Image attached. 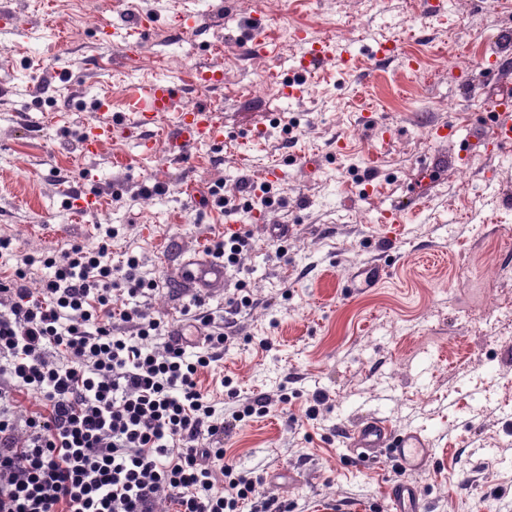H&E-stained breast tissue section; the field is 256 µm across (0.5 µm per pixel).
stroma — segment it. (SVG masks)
Segmentation results:
<instances>
[{
	"instance_id": "1",
	"label": "stroma",
	"mask_w": 512,
	"mask_h": 512,
	"mask_svg": "<svg viewBox=\"0 0 512 512\" xmlns=\"http://www.w3.org/2000/svg\"><path fill=\"white\" fill-rule=\"evenodd\" d=\"M241 2L0 0V240L10 243L0 277L31 255L27 285L38 288L42 256L109 224L119 231L113 264L137 257L158 283L145 314L171 329L192 334L194 312L223 316L243 287L249 304L200 384L226 417L257 395L272 399L222 442L238 471L260 479L252 510L273 500L288 512H390L387 486L404 479L424 512H512V321L494 308L512 301V152L468 150L463 118L512 94V12L499 0H261L260 28ZM187 10L196 23L184 28ZM136 16L152 28L131 26ZM349 21L361 25L355 34ZM285 26L351 44L354 66L327 62L302 98H284L280 84L300 78L296 44L271 42ZM75 27L89 44L70 41ZM386 40L397 56L373 57ZM137 41L164 65L122 52ZM453 51L470 53L471 66L444 64ZM408 55L418 71L402 67ZM201 65L224 74L193 97L220 108L223 143L181 160L160 141L144 153L126 124L134 87L186 88ZM266 82L273 90L250 95ZM104 105L112 138L82 153ZM443 125L453 134L436 136ZM271 167L281 175L268 182ZM216 184L244 200L267 185L275 202L222 209L208 194ZM89 193L102 207L78 212ZM395 207L391 239L380 219ZM228 219L254 246L223 290L195 299L182 264ZM270 224L287 225V255ZM374 261L386 268L380 287H345ZM373 415L396 432L427 430L430 467L403 473L387 455H351L344 431Z\"/></svg>"
}]
</instances>
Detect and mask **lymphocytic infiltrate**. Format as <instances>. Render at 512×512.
I'll return each instance as SVG.
<instances>
[{"label": "lymphocytic infiltrate", "mask_w": 512, "mask_h": 512, "mask_svg": "<svg viewBox=\"0 0 512 512\" xmlns=\"http://www.w3.org/2000/svg\"><path fill=\"white\" fill-rule=\"evenodd\" d=\"M117 234L100 224L95 243L44 257L53 273L38 291L20 266L0 280V356L13 387L46 407L17 422L0 385V512H156L162 497L177 512H239L254 480L218 448L224 424L198 379L229 336L199 314L195 359L174 339L150 347L164 324L136 301L156 284L136 257L113 265ZM116 318L136 322V338L116 334ZM51 348L65 363L47 361Z\"/></svg>", "instance_id": "obj_1"}]
</instances>
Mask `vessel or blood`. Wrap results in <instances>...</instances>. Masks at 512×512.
Instances as JSON below:
<instances>
[{"mask_svg":"<svg viewBox=\"0 0 512 512\" xmlns=\"http://www.w3.org/2000/svg\"><path fill=\"white\" fill-rule=\"evenodd\" d=\"M301 52L296 59L297 70L311 73L319 70L330 59H338L347 66L353 60L350 53H337L334 43L314 41L300 36ZM179 91L174 84L154 80L136 88L137 106L133 111V129L146 135L142 145L152 149L154 143L147 132L154 127L165 112L171 111ZM494 139L497 150H512V101L498 100L494 110ZM112 137V118L103 116L91 127L82 149L85 153L96 152ZM224 139V125L216 109L206 105L180 113L174 124L167 128L165 142L169 154L176 159L184 158L194 146L202 143H218ZM181 279L196 294H210L224 285V265L221 261L206 258L187 259L181 271ZM347 446L358 456L372 457L378 450H386L399 467L406 471L425 469L432 460V441L423 431L410 430L393 433L387 422L378 416L359 421L347 435ZM388 498L394 512H422L423 505L414 484L398 482L388 488Z\"/></svg>","mask_w":512,"mask_h":512,"instance_id":"vessel-or-blood-1","label":"vessel or blood"}]
</instances>
